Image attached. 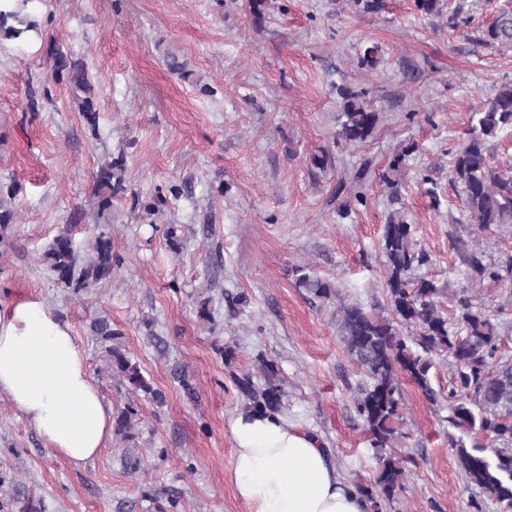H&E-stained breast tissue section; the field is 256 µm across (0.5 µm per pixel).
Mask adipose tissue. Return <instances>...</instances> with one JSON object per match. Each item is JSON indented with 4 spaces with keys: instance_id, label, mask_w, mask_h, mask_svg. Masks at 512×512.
I'll return each instance as SVG.
<instances>
[{
    "instance_id": "ef3b65f1",
    "label": "adipose tissue",
    "mask_w": 512,
    "mask_h": 512,
    "mask_svg": "<svg viewBox=\"0 0 512 512\" xmlns=\"http://www.w3.org/2000/svg\"><path fill=\"white\" fill-rule=\"evenodd\" d=\"M0 394L74 465L95 459L112 437V410L71 329L41 301L0 306ZM225 430L233 445L229 480L249 512H370L307 424L244 406Z\"/></svg>"
}]
</instances>
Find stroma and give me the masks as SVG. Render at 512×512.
Wrapping results in <instances>:
<instances>
[{
    "instance_id": "obj_1",
    "label": "stroma",
    "mask_w": 512,
    "mask_h": 512,
    "mask_svg": "<svg viewBox=\"0 0 512 512\" xmlns=\"http://www.w3.org/2000/svg\"><path fill=\"white\" fill-rule=\"evenodd\" d=\"M444 3L430 16L414 0H379L374 12L351 0H36L45 39L0 42V201L13 214L0 227V305L43 301L70 327L113 412L138 409L131 438L113 436L76 466L0 395V471L46 512H248L228 478L224 423L243 406L237 379L260 354L280 365L289 415L323 436L351 484L373 485L380 451L354 407L366 376L336 320L344 300L387 313L380 238L392 213L404 212L425 255L415 278L471 288L474 304L501 308L512 355V280L469 287L453 248L457 237L476 241L496 264L512 252V225L475 230L448 182L473 112L512 80V48L484 36L512 0ZM373 45L377 65L361 64ZM56 46L84 63L96 126L51 69ZM341 84L379 114L366 143L335 141ZM405 146L403 167L389 172ZM322 149L333 156L324 170L311 163ZM111 161L123 166L113 191L96 183ZM66 225L84 255L95 235L112 234L121 263L92 293L60 287L47 270L44 253ZM306 265L339 297L296 288L293 270ZM204 303L211 319L199 314ZM100 316L123 333L163 405L113 378L88 332ZM433 362L438 403L402 384L408 482L383 512H500L457 463L446 421L455 367L444 353ZM178 368L193 374L197 399L174 380ZM129 455L145 470L130 472ZM161 488L177 505L156 498Z\"/></svg>"
}]
</instances>
